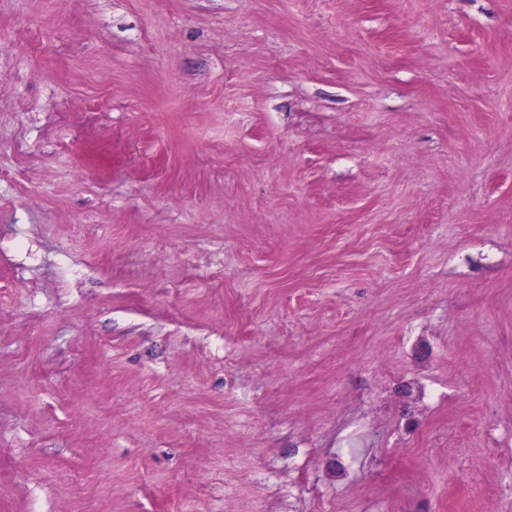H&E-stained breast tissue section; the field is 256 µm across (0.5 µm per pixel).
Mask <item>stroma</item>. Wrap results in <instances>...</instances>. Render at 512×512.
<instances>
[{"label": "stroma", "instance_id": "stroma-1", "mask_svg": "<svg viewBox=\"0 0 512 512\" xmlns=\"http://www.w3.org/2000/svg\"><path fill=\"white\" fill-rule=\"evenodd\" d=\"M0 512H512V0H0Z\"/></svg>", "mask_w": 512, "mask_h": 512}]
</instances>
